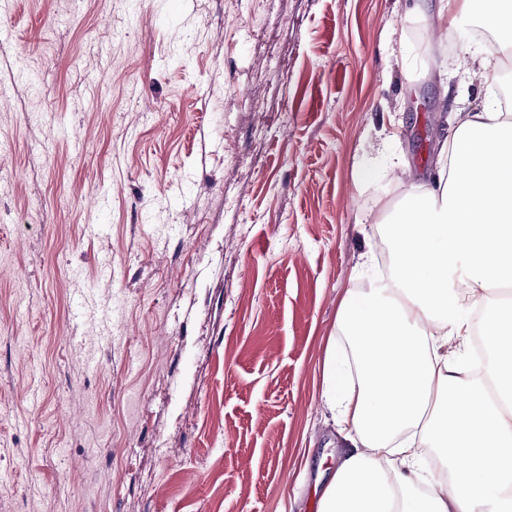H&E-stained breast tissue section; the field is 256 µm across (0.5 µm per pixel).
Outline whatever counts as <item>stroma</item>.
I'll list each match as a JSON object with an SVG mask.
<instances>
[{
    "instance_id": "1",
    "label": "stroma",
    "mask_w": 512,
    "mask_h": 512,
    "mask_svg": "<svg viewBox=\"0 0 512 512\" xmlns=\"http://www.w3.org/2000/svg\"><path fill=\"white\" fill-rule=\"evenodd\" d=\"M405 7L0 0V512H317L396 169L512 87Z\"/></svg>"
}]
</instances>
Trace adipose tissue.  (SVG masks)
Segmentation results:
<instances>
[{"instance_id":"1","label":"adipose tissue","mask_w":512,"mask_h":512,"mask_svg":"<svg viewBox=\"0 0 512 512\" xmlns=\"http://www.w3.org/2000/svg\"><path fill=\"white\" fill-rule=\"evenodd\" d=\"M472 13L497 48L457 65L484 76L512 54V0H439L435 21ZM442 153L390 223V279L341 303L319 512H512V114L462 113Z\"/></svg>"}]
</instances>
